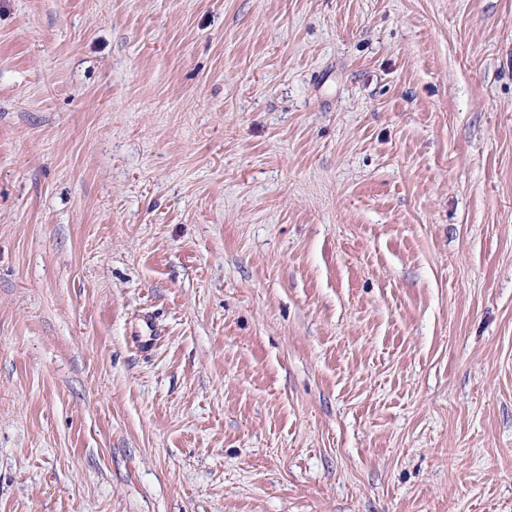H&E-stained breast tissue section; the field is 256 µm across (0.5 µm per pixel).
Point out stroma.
I'll list each match as a JSON object with an SVG mask.
<instances>
[{"mask_svg":"<svg viewBox=\"0 0 512 512\" xmlns=\"http://www.w3.org/2000/svg\"><path fill=\"white\" fill-rule=\"evenodd\" d=\"M0 512H512V0H0Z\"/></svg>","mask_w":512,"mask_h":512,"instance_id":"obj_1","label":"stroma"}]
</instances>
